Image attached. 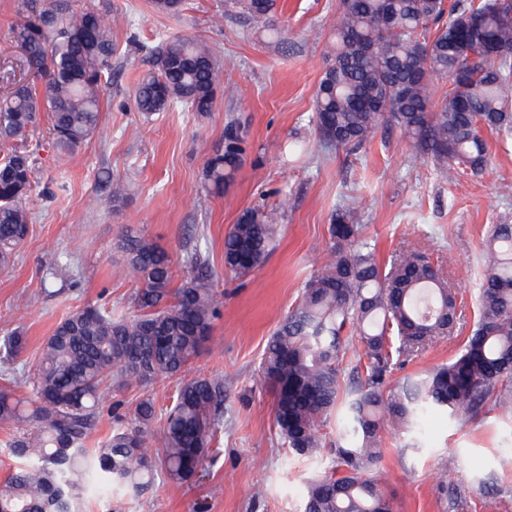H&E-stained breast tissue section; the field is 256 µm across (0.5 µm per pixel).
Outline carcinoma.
<instances>
[{
  "mask_svg": "<svg viewBox=\"0 0 512 512\" xmlns=\"http://www.w3.org/2000/svg\"><path fill=\"white\" fill-rule=\"evenodd\" d=\"M227 2L256 24L266 23L275 7V0ZM21 4L23 19L11 39L37 82L17 83L0 95V139L14 142L0 157V267L23 245L32 221L27 201L36 190L35 159L26 140L43 112L55 147L65 154L92 136L115 51L101 9L75 8L70 0H41L38 8L28 7V0ZM511 11L505 0H337L332 64L315 95L319 138L354 150L390 125L417 154L433 159L445 178L461 169L481 172L488 164L484 134L512 135ZM388 13L391 23L380 26ZM467 48L476 55L470 63L463 55ZM443 78L450 88L435 101L434 82ZM220 80L210 46L175 36L137 84L134 103L146 117L175 102L206 113ZM243 143L239 129L228 125L224 149L205 169L214 190L234 174ZM360 212L353 203L332 218L328 259L278 322L260 365L279 440L292 452L315 455L326 420L340 408L345 412L336 467L310 483L303 512H395L373 474L384 421L413 429L428 408L473 417L498 387V404L512 407V224L489 230L477 320L460 352L394 392L388 389L393 360L410 361L433 339L454 335L457 289L414 246L382 267L360 239ZM277 224L275 209L244 211L224 241L225 269L246 275L259 267ZM116 248L138 281L135 313L114 317L93 306L71 312L45 340L30 397L0 388V423L19 426L8 448L26 460L0 484V512H82L83 491L92 483L139 492L152 482L157 465L179 484L202 470L224 408V380L189 375L223 306L212 268L192 253L193 275L173 289V260L155 240L128 229ZM347 328L362 354L343 402ZM25 343L18 328L1 336L0 361L13 362ZM161 377L180 383L164 414L158 464L145 448L156 418L149 398L135 408L132 426L114 405L116 426L104 446L92 453L85 448L107 382Z\"/></svg>",
  "mask_w": 512,
  "mask_h": 512,
  "instance_id": "1",
  "label": "carcinoma"
}]
</instances>
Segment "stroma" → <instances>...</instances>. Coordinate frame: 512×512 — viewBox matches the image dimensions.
Returning <instances> with one entry per match:
<instances>
[{
	"label": "stroma",
	"mask_w": 512,
	"mask_h": 512,
	"mask_svg": "<svg viewBox=\"0 0 512 512\" xmlns=\"http://www.w3.org/2000/svg\"><path fill=\"white\" fill-rule=\"evenodd\" d=\"M336 2L276 0L261 28L224 0H185L176 14L156 12L150 0H75L106 11L117 52L98 132L65 157L52 146L49 119L28 140L38 158L39 193L29 201L23 247L0 267V336L19 328L27 338L13 363L15 393L28 394L44 338L69 313L86 306L133 313L136 283L116 249L126 229L170 253L177 286L190 274L187 254L201 251L224 292L211 339L192 365L193 374L224 381L214 453L201 477L177 484L159 472L139 493L95 487L84 512H302L308 482L335 466L342 418L332 416L323 427L317 455L282 448L259 364L278 321L326 257L333 215L351 202L362 206V236L380 265L419 243L449 273L462 306L456 338L395 365L391 386L448 362L474 326L484 241L491 225L512 224V139L489 136L485 170L463 171L452 181L394 128H379L353 151L324 144L313 114L331 62ZM21 18L20 0H0V93L31 77L10 38ZM177 35L213 48L223 72L216 102L204 114L177 103L144 119L134 88L152 68L155 50ZM230 124L242 133L244 152L217 193L205 168ZM116 180L127 191L109 207L103 200ZM266 206L283 211L273 250L246 276L225 273V236L245 209ZM58 260L70 269L54 279L49 269ZM177 385L159 378L107 386L88 448H100L111 434L113 409L130 417L149 397L165 413ZM381 446L376 473L397 512H512V412L497 403L472 418L428 412L416 432L384 424Z\"/></svg>",
	"instance_id": "obj_1"
}]
</instances>
